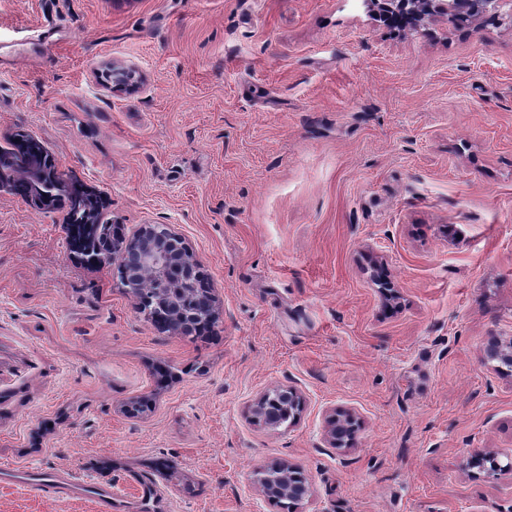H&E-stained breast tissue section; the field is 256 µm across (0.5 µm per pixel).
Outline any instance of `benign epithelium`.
I'll return each mask as SVG.
<instances>
[{
    "label": "benign epithelium",
    "mask_w": 512,
    "mask_h": 512,
    "mask_svg": "<svg viewBox=\"0 0 512 512\" xmlns=\"http://www.w3.org/2000/svg\"><path fill=\"white\" fill-rule=\"evenodd\" d=\"M378 8V14L390 24L402 27L416 25L426 16L446 15L459 25L472 22L483 15L496 14L507 0H370ZM58 178L56 167L49 166L44 154L35 147L0 150V192H16L17 180H24L26 198L38 201L41 186ZM67 193L69 210L75 223L67 225L73 246L95 223L96 201L86 190H76L58 183ZM118 262L131 269L137 281H125L130 292L145 284L154 288L162 299L176 305V296L187 290L198 289L199 264L193 258L185 241L171 228L163 224H145L131 237L112 241V255L102 263ZM487 357L512 364V342H490L485 349ZM276 402L287 419H295L303 407L301 395L293 388L279 387L264 393L255 404L256 415L267 425L278 427L269 404ZM355 429L350 414H335L328 420L327 436L330 443L340 448L347 444ZM470 465L495 472L500 469L497 457L483 451L470 456ZM260 491L274 502H301L310 495V486L301 470L288 462H274L263 472L259 481Z\"/></svg>",
    "instance_id": "1"
}]
</instances>
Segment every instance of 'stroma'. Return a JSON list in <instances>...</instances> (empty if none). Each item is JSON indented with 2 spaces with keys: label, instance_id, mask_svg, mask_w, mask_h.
<instances>
[{
  "label": "stroma",
  "instance_id": "35a3bbf8",
  "mask_svg": "<svg viewBox=\"0 0 512 512\" xmlns=\"http://www.w3.org/2000/svg\"><path fill=\"white\" fill-rule=\"evenodd\" d=\"M18 134L100 223L180 234L218 319L159 330L118 265L71 250L67 202L1 192L0 512H284L258 485L274 461L310 484L294 512H512V470L467 466L512 452V369L484 352L512 339V19L0 0V146ZM288 386L294 422L254 417ZM277 402L288 420H294L303 407L301 395L290 387H279L264 393L255 404L256 415L271 427L280 426L281 422H275V416L269 411V404ZM355 429V420L350 414H335L328 420L327 436L333 447L340 448L347 444Z\"/></svg>",
  "mask_w": 512,
  "mask_h": 512
}]
</instances>
